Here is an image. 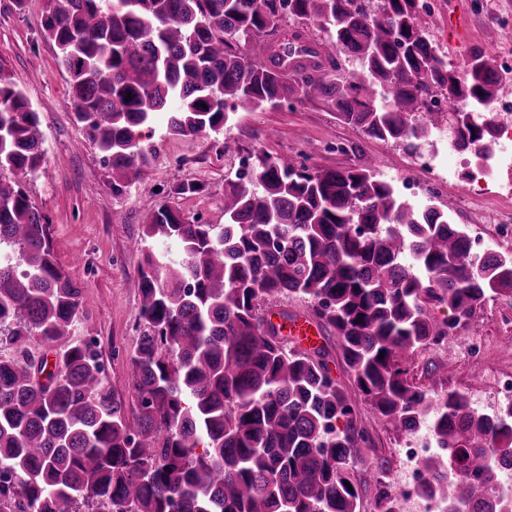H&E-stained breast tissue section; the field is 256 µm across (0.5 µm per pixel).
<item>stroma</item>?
<instances>
[{
	"mask_svg": "<svg viewBox=\"0 0 512 512\" xmlns=\"http://www.w3.org/2000/svg\"><path fill=\"white\" fill-rule=\"evenodd\" d=\"M426 18L427 33L443 58L462 68L472 52L494 60L512 57V0H433ZM44 0H27L17 10L13 0H0V66L10 74L40 115L44 160L21 182L32 203L52 230L58 263L83 288L84 320L72 339L94 341L106 367L108 387L126 405L136 399L128 387L129 357L140 334L138 270L142 239L152 211L165 204L182 216L203 223L224 221V185L236 175L238 156L299 158L313 170L345 169L375 160L378 177L391 181L405 172L410 152L404 145L361 135L340 123L320 102L305 101L275 109L238 110L223 133L169 137L164 125L143 129L146 141L158 144L159 154L143 170L138 183L122 194L112 192V171L102 154L77 124L69 103L66 74L59 68L55 47L40 31ZM468 17L471 39L460 43L448 30L449 14ZM235 140L239 153L225 155V139ZM424 152L439 153L449 165L447 203L463 226L481 225L488 249L512 253V241L499 240L491 217L512 215V195L503 182L512 176V146L498 149V178L477 183L462 158L444 151L437 133L417 141ZM183 181L204 184L199 196H175L170 189ZM121 212L124 223L113 221ZM487 351L477 360L457 354L427 353L415 362V375L425 380V368L435 364L449 388L486 392L487 372H512V335L484 324Z\"/></svg>",
	"mask_w": 512,
	"mask_h": 512,
	"instance_id": "1",
	"label": "stroma"
}]
</instances>
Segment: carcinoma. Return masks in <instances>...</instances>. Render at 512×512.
Wrapping results in <instances>:
<instances>
[{
    "instance_id": "obj_1",
    "label": "carcinoma",
    "mask_w": 512,
    "mask_h": 512,
    "mask_svg": "<svg viewBox=\"0 0 512 512\" xmlns=\"http://www.w3.org/2000/svg\"><path fill=\"white\" fill-rule=\"evenodd\" d=\"M427 12L421 0H47L39 27L120 194L157 154L142 128L218 133L239 108L294 100L383 142L468 116L455 146L489 156L495 130L473 112L508 74L475 52L457 76ZM311 23L358 69L302 46ZM258 43L271 66L241 51ZM437 96L448 113L427 109ZM43 158L39 113L0 68V344L22 352L35 340L55 355L49 372L0 356V512H361L357 463L375 452L363 403L401 434L428 425L448 460L422 462L426 490L447 512H486L512 460V411L474 412L434 371L424 389L410 360L469 327L489 294H512L511 255L475 262L451 209L409 203L370 164L258 156L252 180L224 185V223L167 205L149 217L145 236L162 247L140 248L129 414L92 345L70 341L83 287L58 264L51 225L1 178ZM290 296L310 300L319 331L334 329L350 386L331 376L324 346L302 348L267 318ZM373 486L375 504L399 512L383 476Z\"/></svg>"
}]
</instances>
